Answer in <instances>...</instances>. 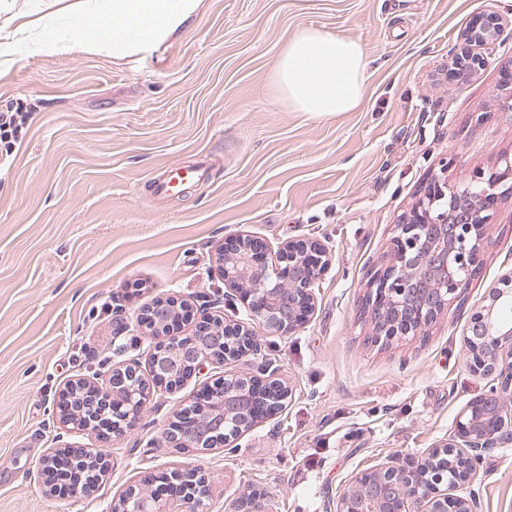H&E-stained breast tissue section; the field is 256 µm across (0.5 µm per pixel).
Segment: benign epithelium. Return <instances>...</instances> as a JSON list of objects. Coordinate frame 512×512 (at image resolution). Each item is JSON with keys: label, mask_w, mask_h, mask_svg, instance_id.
Returning a JSON list of instances; mask_svg holds the SVG:
<instances>
[{"label": "benign epithelium", "mask_w": 512, "mask_h": 512, "mask_svg": "<svg viewBox=\"0 0 512 512\" xmlns=\"http://www.w3.org/2000/svg\"><path fill=\"white\" fill-rule=\"evenodd\" d=\"M503 20L495 13L475 18L463 34L456 70L477 77L495 55ZM448 153L439 172L429 178L417 201L399 216L391 240V261L370 279L365 312L380 341H396L425 331L450 305L463 304L471 279L488 246L499 190L512 189V158L487 174L476 171L469 184L448 183ZM331 266V249L318 239L289 241L276 250L264 239L237 234L224 240L218 272L247 311L245 321L228 322L209 315L191 334L178 335L193 316L175 296L159 297L139 320L159 338L150 355L153 375L146 382L134 361L106 374V383L87 378L70 382L59 394V421L67 432L80 426L71 416L87 417V427L117 434L133 429L151 401L208 367L248 358L252 371L228 375L202 388L194 403L180 409L166 429V441L184 450L232 452L262 423L282 412L292 389L280 367L258 353L249 325L271 333L295 332L316 309V286ZM495 300L474 308L465 347L470 370L488 380L485 391L459 411L448 438L421 453L357 472L336 502V512H479L478 488L485 479L484 458L492 448L512 445V274ZM175 346L179 359L161 355ZM93 460L96 468L78 467ZM108 448H51L40 474L73 495H88L108 469ZM211 497L208 474L197 468L154 474L130 486L112 512H203ZM230 512H271L264 493L252 490L234 500Z\"/></svg>", "instance_id": "7a95c632"}]
</instances>
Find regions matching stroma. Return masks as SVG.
<instances>
[{"mask_svg":"<svg viewBox=\"0 0 512 512\" xmlns=\"http://www.w3.org/2000/svg\"><path fill=\"white\" fill-rule=\"evenodd\" d=\"M490 11L504 22L495 61L449 80L461 32ZM307 27L363 43L368 80L354 111L315 119L279 97L276 60ZM510 63L512 0H201L159 49L113 58L80 44L0 68V112L32 115L0 143V512H112L144 476L192 465L212 479L214 512L247 488L269 492L276 512H329L358 471L447 436L486 386L463 359L466 309L512 272V194L494 207L464 307L385 344L363 299L399 215L448 150L455 185L512 155V111L500 105ZM177 160L206 164L205 179L153 204L155 178ZM237 232L333 249L304 325L288 336L253 328L293 391L287 409L230 456L170 447L175 411L203 383L249 368L225 362L132 430L77 433L75 447L111 448L109 472L89 496L46 494L37 467L60 444L63 386L129 358L150 375L142 307L172 294L197 313L213 303L243 318L217 273ZM484 468L481 512H512V447L491 450Z\"/></svg>","mask_w":512,"mask_h":512,"instance_id":"1","label":"stroma"}]
</instances>
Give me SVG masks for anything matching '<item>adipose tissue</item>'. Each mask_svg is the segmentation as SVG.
Returning a JSON list of instances; mask_svg holds the SVG:
<instances>
[{
    "label": "adipose tissue",
    "mask_w": 512,
    "mask_h": 512,
    "mask_svg": "<svg viewBox=\"0 0 512 512\" xmlns=\"http://www.w3.org/2000/svg\"><path fill=\"white\" fill-rule=\"evenodd\" d=\"M200 0H107L96 8L88 0L72 6L75 25L61 27L42 15L14 29L11 42L0 43V57L37 47L66 53L83 41L125 57L166 42L196 14ZM367 79V56L360 40L315 28L300 31L281 51L273 81L280 97L295 111L316 118L353 111Z\"/></svg>",
    "instance_id": "obj_1"
}]
</instances>
